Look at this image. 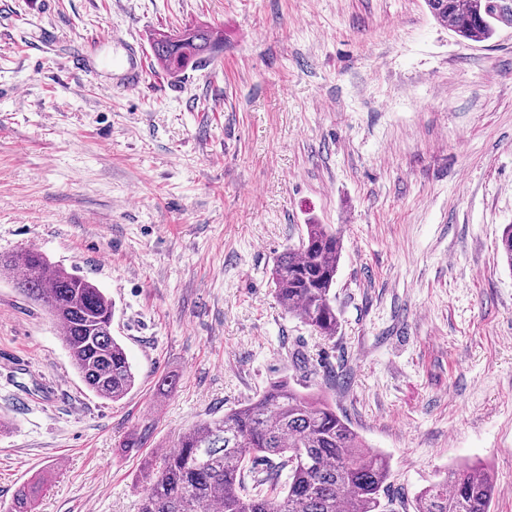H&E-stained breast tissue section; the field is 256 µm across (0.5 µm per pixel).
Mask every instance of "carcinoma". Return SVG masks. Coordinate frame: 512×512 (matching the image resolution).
<instances>
[{
  "label": "carcinoma",
  "mask_w": 512,
  "mask_h": 512,
  "mask_svg": "<svg viewBox=\"0 0 512 512\" xmlns=\"http://www.w3.org/2000/svg\"><path fill=\"white\" fill-rule=\"evenodd\" d=\"M434 17L457 36L491 39L512 25L503 0H427ZM224 38L209 26L163 32L151 38L157 64L176 74L222 50ZM342 254L341 231L307 224L299 244L271 268L282 310L320 335H336L333 286ZM21 270L15 288L60 326L72 364L98 398L118 401L135 386L125 348L112 336V299L88 277L53 264L36 249L0 255V275ZM288 480L279 481L282 471ZM389 458L371 448L328 402L286 380L256 398L193 426L177 447L155 462L139 512H385ZM36 484L19 486L7 512H32ZM496 483L485 468L459 464L425 487L415 512H491Z\"/></svg>",
  "instance_id": "obj_1"
}]
</instances>
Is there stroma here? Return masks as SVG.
<instances>
[{
    "label": "stroma",
    "instance_id": "35a3bbf8",
    "mask_svg": "<svg viewBox=\"0 0 512 512\" xmlns=\"http://www.w3.org/2000/svg\"><path fill=\"white\" fill-rule=\"evenodd\" d=\"M196 25L223 52L154 65L151 33ZM308 224L342 230L330 340L270 278ZM507 224L512 27L471 42L425 0H0V253L103 288L136 372L95 397L0 276V502L36 481L33 512H137L184 431L285 380L389 457L390 512L464 462L512 512Z\"/></svg>",
    "mask_w": 512,
    "mask_h": 512
}]
</instances>
